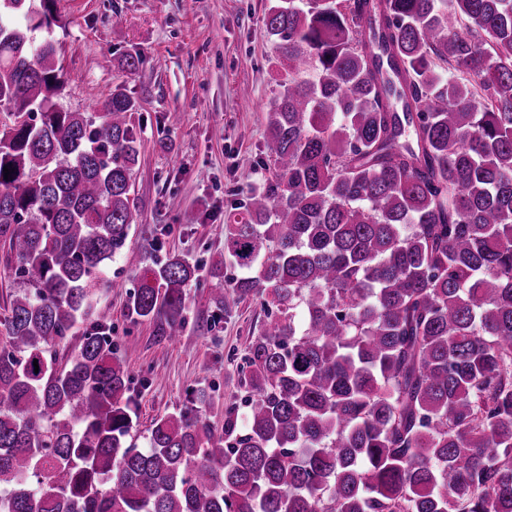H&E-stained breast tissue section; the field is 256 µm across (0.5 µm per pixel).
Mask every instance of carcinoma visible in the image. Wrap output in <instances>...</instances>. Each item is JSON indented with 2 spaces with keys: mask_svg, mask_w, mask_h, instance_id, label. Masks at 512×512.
Returning <instances> with one entry per match:
<instances>
[{
  "mask_svg": "<svg viewBox=\"0 0 512 512\" xmlns=\"http://www.w3.org/2000/svg\"><path fill=\"white\" fill-rule=\"evenodd\" d=\"M56 0H0V512H512V0H274L279 90L224 255L149 267L128 313L175 342L224 258L267 321L244 425L132 430L93 306L135 223L137 101L56 98ZM11 174L4 176V169ZM91 319L77 352L58 347ZM39 370H34L33 362ZM19 287V282L14 279L13 271L6 267L2 259V249H0V318L3 319L9 308V295Z\"/></svg>",
  "mask_w": 512,
  "mask_h": 512,
  "instance_id": "carcinoma-1",
  "label": "carcinoma"
}]
</instances>
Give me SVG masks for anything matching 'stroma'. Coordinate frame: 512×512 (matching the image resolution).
Returning <instances> with one entry per match:
<instances>
[{
  "mask_svg": "<svg viewBox=\"0 0 512 512\" xmlns=\"http://www.w3.org/2000/svg\"><path fill=\"white\" fill-rule=\"evenodd\" d=\"M272 0H57L66 21L56 30L58 62L76 74L59 103L85 110L87 89L107 97L124 85L139 104L132 117L141 156L132 179L138 224L113 261L96 304L112 316V338L137 380L133 418L138 446L154 419L179 412L189 393L205 390L200 410L215 432L224 413L243 406L241 368L265 320L259 300L224 296L216 316L207 288L188 291L186 329L174 343L132 319L127 293L145 267L177 251L200 263L224 251V214L243 202L244 187L272 175L260 157L267 112L278 91L263 16ZM139 55L136 72L125 55ZM114 60L104 66L103 57ZM189 209L210 212L185 224Z\"/></svg>",
  "mask_w": 512,
  "mask_h": 512,
  "instance_id": "1",
  "label": "stroma"
}]
</instances>
